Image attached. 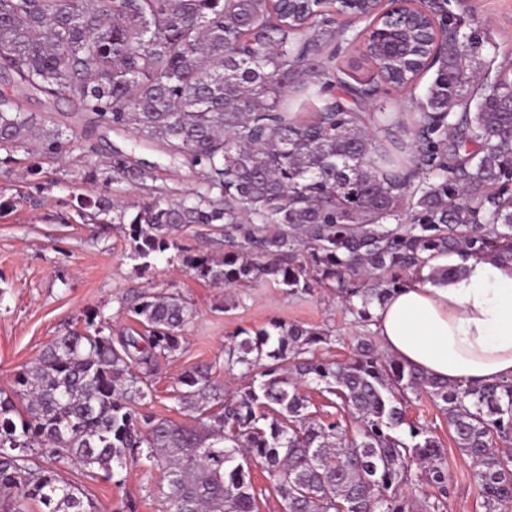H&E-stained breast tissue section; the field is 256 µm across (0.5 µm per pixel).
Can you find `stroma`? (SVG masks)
<instances>
[{"mask_svg":"<svg viewBox=\"0 0 512 512\" xmlns=\"http://www.w3.org/2000/svg\"><path fill=\"white\" fill-rule=\"evenodd\" d=\"M446 8L462 31L476 32L484 40L479 53L466 59L471 68L490 80L512 69V0H447ZM336 26L346 31L336 42L337 67L346 71L349 82L374 80L354 41L365 21L340 17ZM432 78V73H423L406 91L380 85L375 101L361 109L370 112L381 105L394 112L417 111ZM23 104L67 127L70 149L60 160L21 152L15 161L0 163V388L8 387L13 374L33 363L58 336L84 330L94 313L104 315L112 338L129 333L135 324L127 304L145 291L177 292L194 309L179 349L159 359L148 377L154 397L147 410L160 418L182 420L180 378L196 366H210L211 383L223 397L248 386L240 370L224 363L226 350L241 331L301 324L327 333L330 342L321 354L339 360L350 356L358 340L375 339L372 324L358 322L335 290L325 286L290 293L263 279L245 288H218L194 278L170 253L157 258L149 270L137 269L126 257L124 226L113 223L111 215L81 209L80 200L105 194L132 205L142 199V192L123 183L86 182V140L76 118L40 95L24 98ZM407 417L428 426L447 449L450 493L443 512H484L472 464L456 448L434 402L425 395L411 399ZM54 468L85 491L97 512H127L131 505L136 512H165L158 471L131 464L103 480L86 475L71 461Z\"/></svg>","mask_w":512,"mask_h":512,"instance_id":"obj_1","label":"stroma"}]
</instances>
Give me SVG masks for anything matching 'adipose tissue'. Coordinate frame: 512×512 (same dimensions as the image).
<instances>
[{
  "mask_svg": "<svg viewBox=\"0 0 512 512\" xmlns=\"http://www.w3.org/2000/svg\"><path fill=\"white\" fill-rule=\"evenodd\" d=\"M462 265L445 285L416 284L373 307L374 330L400 360L448 383L512 378V263L439 257Z\"/></svg>",
  "mask_w": 512,
  "mask_h": 512,
  "instance_id": "obj_1",
  "label": "adipose tissue"
}]
</instances>
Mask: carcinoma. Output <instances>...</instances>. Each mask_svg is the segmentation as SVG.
Listing matches in <instances>:
<instances>
[{"label": "carcinoma", "instance_id": "carcinoma-1", "mask_svg": "<svg viewBox=\"0 0 512 512\" xmlns=\"http://www.w3.org/2000/svg\"><path fill=\"white\" fill-rule=\"evenodd\" d=\"M368 13L370 0H0V80L73 106L85 131L127 132L134 147L181 158L197 188L157 186L152 166L114 150L84 179L126 182L146 197L119 211L128 258L143 269L175 250L197 279L226 287L269 278L291 293L337 291L362 322L386 295L416 282L445 284L447 254L512 262V77L474 98L473 73L448 46L412 123L359 112L356 86L333 64L330 8ZM423 58L374 51L398 89ZM345 96L328 97L334 87ZM476 111H469L471 102ZM48 125L0 92V151L68 153ZM219 225L229 249L191 255L177 233ZM143 331L113 342L105 319L54 340L0 389V512H95L82 490L30 451L71 460L88 475L147 460L162 472L165 512H259L243 460L276 478L287 512H442L447 453L407 419L408 395H426L455 447L475 466L484 512H512V379L450 385L388 357L371 340L353 355H315L325 334L274 324L228 349L227 365L257 373L220 400L209 369L180 379V410L197 425L141 415L153 396L133 366L177 351L193 309L174 292L129 306ZM335 397L345 419L309 416L302 387ZM26 416H20L19 405ZM425 483L433 501L402 489Z\"/></svg>", "mask_w": 512, "mask_h": 512}]
</instances>
